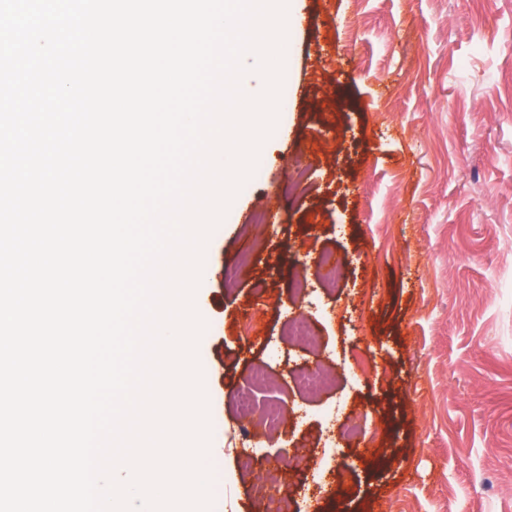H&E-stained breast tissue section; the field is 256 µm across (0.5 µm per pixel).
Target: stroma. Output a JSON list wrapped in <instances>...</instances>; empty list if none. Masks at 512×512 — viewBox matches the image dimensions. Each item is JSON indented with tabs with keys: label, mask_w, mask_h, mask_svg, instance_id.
Here are the masks:
<instances>
[{
	"label": "stroma",
	"mask_w": 512,
	"mask_h": 512,
	"mask_svg": "<svg viewBox=\"0 0 512 512\" xmlns=\"http://www.w3.org/2000/svg\"><path fill=\"white\" fill-rule=\"evenodd\" d=\"M296 6L288 106L195 297L214 512H336L340 495L345 512H512V0ZM300 316L317 349L289 340ZM319 364L311 393L297 376ZM247 388L288 412L244 456Z\"/></svg>",
	"instance_id": "1"
}]
</instances>
